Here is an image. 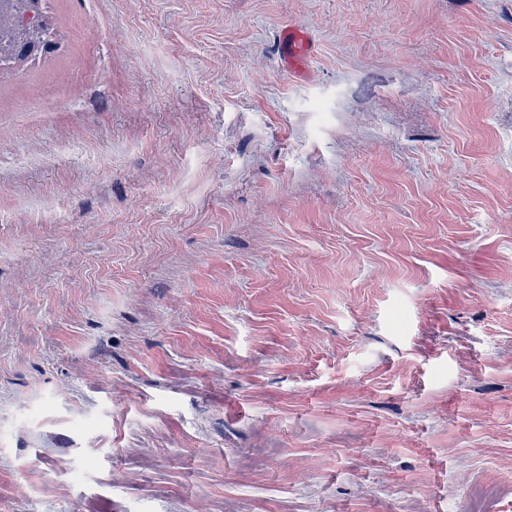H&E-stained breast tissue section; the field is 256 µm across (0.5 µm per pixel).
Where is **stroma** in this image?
Returning a JSON list of instances; mask_svg holds the SVG:
<instances>
[{"label": "stroma", "mask_w": 512, "mask_h": 512, "mask_svg": "<svg viewBox=\"0 0 512 512\" xmlns=\"http://www.w3.org/2000/svg\"><path fill=\"white\" fill-rule=\"evenodd\" d=\"M44 10L0 71V512H512V0ZM285 47V63L291 72L299 69L300 62L309 50V36L298 26L289 25L282 32Z\"/></svg>", "instance_id": "stroma-1"}]
</instances>
